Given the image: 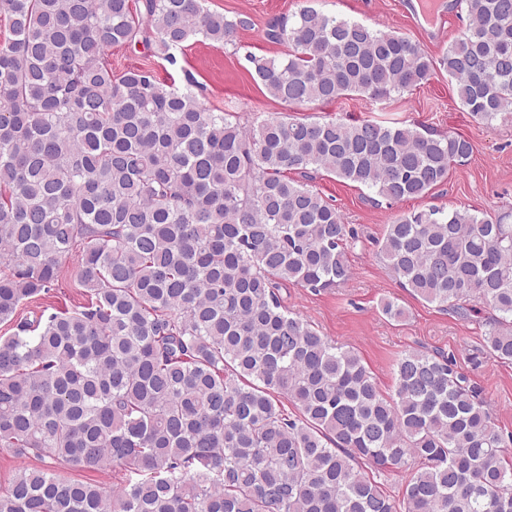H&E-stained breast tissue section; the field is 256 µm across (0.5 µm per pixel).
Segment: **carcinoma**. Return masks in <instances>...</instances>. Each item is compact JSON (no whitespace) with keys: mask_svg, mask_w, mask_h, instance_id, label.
<instances>
[{"mask_svg":"<svg viewBox=\"0 0 512 512\" xmlns=\"http://www.w3.org/2000/svg\"><path fill=\"white\" fill-rule=\"evenodd\" d=\"M206 0H0V448L97 482L23 467L0 512H512L493 414L447 356L412 350L383 393L358 353L282 304L351 276L350 230L308 182L322 172L400 202L473 152L416 125L272 117L248 129L109 51L141 42L176 63L192 38L226 45L249 19ZM440 60L462 105L512 112V0H464ZM279 57L248 56L294 110L428 81L407 37L313 8L269 23ZM81 253V308H18ZM401 287L461 316L496 313L485 349L512 361V224L431 208L387 227ZM285 397L295 413L276 398ZM406 469L402 507L375 475Z\"/></svg>","mask_w":512,"mask_h":512,"instance_id":"carcinoma-1","label":"carcinoma"}]
</instances>
